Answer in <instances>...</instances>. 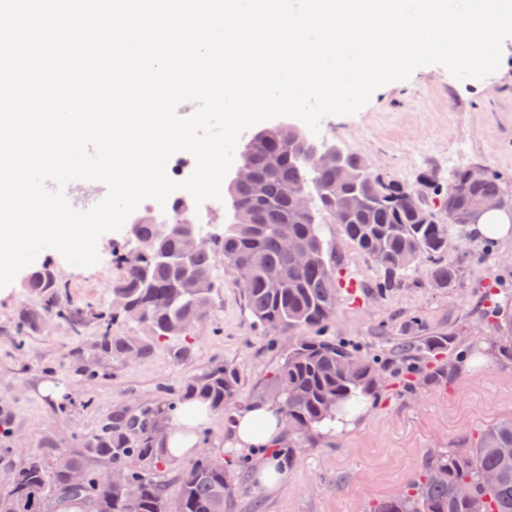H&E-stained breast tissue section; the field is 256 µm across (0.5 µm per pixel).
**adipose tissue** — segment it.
I'll return each instance as SVG.
<instances>
[{
  "mask_svg": "<svg viewBox=\"0 0 512 512\" xmlns=\"http://www.w3.org/2000/svg\"><path fill=\"white\" fill-rule=\"evenodd\" d=\"M212 411L201 401L179 405L169 410L165 420V445L171 458L195 453L200 435L211 418ZM284 429L277 405L264 398H255L236 415L233 424L234 443L240 448L262 450L263 455L254 470L257 486L267 492H278L284 481V465L268 450L278 444Z\"/></svg>",
  "mask_w": 512,
  "mask_h": 512,
  "instance_id": "adipose-tissue-1",
  "label": "adipose tissue"
}]
</instances>
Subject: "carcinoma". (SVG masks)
Segmentation results:
<instances>
[{"instance_id":"cac0c4a2","label":"carcinoma","mask_w":512,"mask_h":512,"mask_svg":"<svg viewBox=\"0 0 512 512\" xmlns=\"http://www.w3.org/2000/svg\"><path fill=\"white\" fill-rule=\"evenodd\" d=\"M250 164L253 181L226 188V196L254 208V220L231 217L221 238L203 240L189 262L193 280L174 262L182 252L181 239L156 236L154 224L147 220L137 228L142 244L138 263L128 261L126 243L112 251L121 267L120 278L112 284L113 308L64 304L66 285L43 264L32 268L25 281V288L39 297L40 307L21 310L18 322L22 330L34 329L48 317L74 328L94 322L96 347L102 354L139 358L148 348L143 337L112 335V321L124 313L123 306L141 311L139 324L153 340L186 337L210 315L218 261L234 269L242 267L253 323L274 334L302 333L283 351L260 392L279 405L288 431L300 444L345 410V403L359 393L373 392L378 384L374 361L344 342L310 335L335 317L341 287L336 249L325 236L324 225H339L375 263L380 271L375 287H395L422 269L435 286L446 288L456 280L457 268L441 261L451 244L448 227L434 223L436 214L426 204V196L464 214L477 202L504 192L500 177L490 170L478 182L458 173L451 190L431 172L421 181L420 205L415 206L405 200L409 189L364 169L358 155L345 154L340 167L296 160L288 153L285 134L273 126L253 150ZM255 182L266 188L262 202L253 199ZM297 185L304 186L311 199V211L304 217L288 199V189ZM349 196L363 198L364 204L354 210L344 208L342 200ZM284 231L310 249V262L299 264L283 243ZM273 270L284 272L283 281L268 280ZM446 348L448 335L439 334L403 344L399 352L411 357L418 351ZM180 400L207 402L216 410L239 406L237 370L229 365L212 367L183 384ZM163 414L162 409H147L138 422L106 424L87 439L80 453L57 452L50 461L29 453L10 463L17 479L12 487L0 489V512H224V502L235 492L240 476L216 458L205 456L181 474L180 495L173 503L152 472H127L139 487L138 498L130 502L122 489L107 481V473L86 465L93 457L120 470L134 454L156 469L166 465ZM507 448L512 449V419L484 429L472 448L431 456L404 495L377 501L372 512H512V455H504ZM74 470L86 475L80 490L69 484ZM486 474L495 481L486 482Z\"/></svg>"}]
</instances>
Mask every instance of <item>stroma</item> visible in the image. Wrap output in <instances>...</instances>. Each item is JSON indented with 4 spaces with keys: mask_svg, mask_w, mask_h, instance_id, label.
Here are the masks:
<instances>
[{
    "mask_svg": "<svg viewBox=\"0 0 512 512\" xmlns=\"http://www.w3.org/2000/svg\"><path fill=\"white\" fill-rule=\"evenodd\" d=\"M506 44L499 69L486 78L460 81L442 65L419 67L408 80L377 89L356 113L325 117L320 134L405 185H417L427 169L447 181L457 168L481 164L512 195V37ZM324 231L336 243L342 288L322 334L376 361L378 391L352 428L317 432L294 448L282 490L267 495L252 486L259 451L233 448L231 411L213 412L200 449L242 473L224 512H369L377 500L407 489L431 455L474 444L488 426L512 419V359L499 352L512 336L483 319L491 301L512 300V235L473 236L450 247L444 260L458 269L452 287H434L418 271L379 292L374 264L338 225ZM124 240L120 231L102 234L100 261L90 268L70 266L57 251L36 261L51 265L71 302L106 308L121 274L112 248ZM25 278L18 273L0 289V448L30 453L48 443L79 450L103 423L167 407L186 380L222 363L237 369L240 403L248 405L293 341L253 324L238 272L222 265L211 315L190 341L155 340L145 358L103 359L93 323L77 331L51 319L18 331V312L39 303ZM441 332L454 337L447 349L421 353L413 363L395 361L400 343ZM90 360L97 373L87 377L81 368ZM47 381L58 398L41 394Z\"/></svg>",
    "mask_w": 512,
    "mask_h": 512,
    "instance_id": "stroma-1",
    "label": "stroma"
}]
</instances>
